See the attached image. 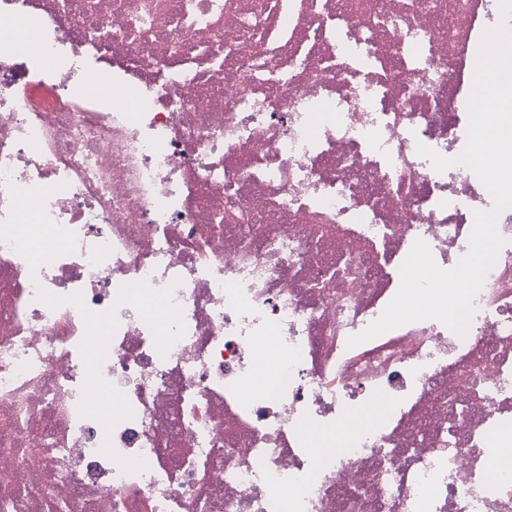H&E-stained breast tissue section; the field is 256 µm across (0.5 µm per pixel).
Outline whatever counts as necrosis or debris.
<instances>
[{"label":"necrosis or debris","instance_id":"necrosis-or-debris-1","mask_svg":"<svg viewBox=\"0 0 512 512\" xmlns=\"http://www.w3.org/2000/svg\"><path fill=\"white\" fill-rule=\"evenodd\" d=\"M489 28L0 0V512H512V206L465 333L348 344L493 205L455 162ZM385 408L381 404L377 407H374L365 413L351 419L334 437V441H336V446L343 443L349 436L357 433L360 430L367 429L370 427L372 422L379 417Z\"/></svg>","mask_w":512,"mask_h":512}]
</instances>
